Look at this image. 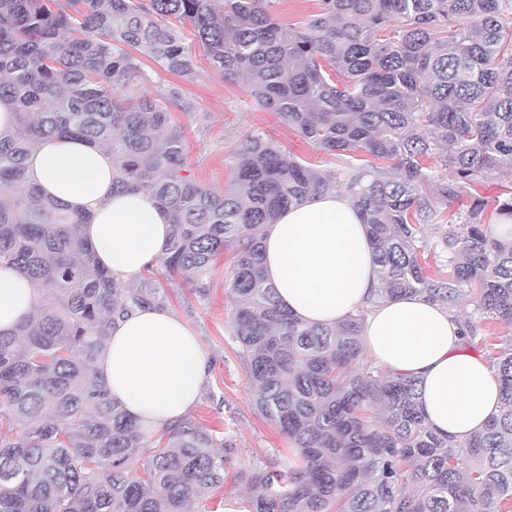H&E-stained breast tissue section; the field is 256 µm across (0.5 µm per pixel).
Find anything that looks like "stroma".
Masks as SVG:
<instances>
[{"instance_id":"obj_1","label":"stroma","mask_w":512,"mask_h":512,"mask_svg":"<svg viewBox=\"0 0 512 512\" xmlns=\"http://www.w3.org/2000/svg\"><path fill=\"white\" fill-rule=\"evenodd\" d=\"M192 53L195 79L178 82L160 69L150 77L155 89L179 83L184 98L195 105L194 111L178 110L173 117L185 136L193 172L203 185L220 193L233 189L231 169L248 135L255 131L323 171L337 169V158L314 149L279 113L255 108L246 94L244 77H227L213 70L200 48H193ZM231 258L228 251L220 256L207 296H199L180 280L166 285L169 310L192 329L211 361L202 392L188 413L190 420L215 430L224 442V486L207 500V512H224L228 500L247 496L249 488L238 480V473L279 461V452L287 445L254 406L249 364L238 355L234 303L224 288Z\"/></svg>"}]
</instances>
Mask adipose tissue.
I'll list each match as a JSON object with an SVG mask.
<instances>
[{
  "label": "adipose tissue",
  "mask_w": 512,
  "mask_h": 512,
  "mask_svg": "<svg viewBox=\"0 0 512 512\" xmlns=\"http://www.w3.org/2000/svg\"><path fill=\"white\" fill-rule=\"evenodd\" d=\"M112 155L82 139L47 140L32 152L25 181L69 210L86 215L80 235L111 279L136 283L165 254L167 213L142 189L112 187ZM266 277L279 303L307 324H333L370 305L363 331L368 355L385 370L418 382V405L440 433L466 440L499 405L487 363L463 348L454 312L423 295L383 303L367 226L349 196L316 193L267 225ZM36 290L18 269L0 267V332L34 309ZM97 374L110 398L152 433L182 419L207 376L190 327L166 308H136L116 318Z\"/></svg>",
  "instance_id": "adipose-tissue-1"
}]
</instances>
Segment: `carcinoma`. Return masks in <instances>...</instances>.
<instances>
[{"instance_id": "carcinoma-1", "label": "carcinoma", "mask_w": 512, "mask_h": 512, "mask_svg": "<svg viewBox=\"0 0 512 512\" xmlns=\"http://www.w3.org/2000/svg\"><path fill=\"white\" fill-rule=\"evenodd\" d=\"M275 3L0 0V96L16 105L0 135V266L41 292L0 334V512H202L224 483L210 430L180 422L158 448L96 380L116 317L168 295L151 268L136 288L113 281L78 236L84 218L22 184L29 152L54 137L106 145L113 187L146 188L167 210L166 280L207 295L232 246L225 288L253 401L293 450L281 468L239 474L262 489L248 512H512V234L497 232L512 185L489 217L479 199L445 215L512 157V0H320L303 27ZM187 28L212 68L246 78L257 108L341 161L375 247L377 300L470 302L465 345L484 352L501 402L468 441L429 426L415 379L365 359L367 311L309 326L280 308L264 228L332 176L254 131L234 190L195 179L163 106L182 89L142 91L149 61L193 77ZM444 222L430 244L426 226Z\"/></svg>"}]
</instances>
